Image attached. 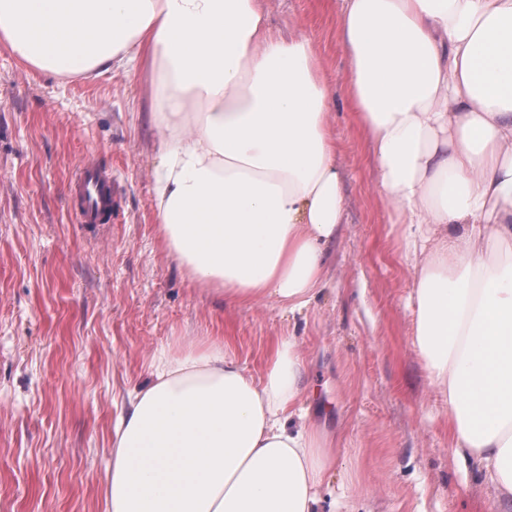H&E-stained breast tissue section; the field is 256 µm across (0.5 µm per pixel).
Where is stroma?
I'll list each match as a JSON object with an SVG mask.
<instances>
[{
  "mask_svg": "<svg viewBox=\"0 0 512 512\" xmlns=\"http://www.w3.org/2000/svg\"><path fill=\"white\" fill-rule=\"evenodd\" d=\"M310 36L336 87L344 222L300 314L228 306L167 251L154 204L151 80L67 77L0 43V512H105L112 419L154 354L213 342L263 376L278 337L305 363L307 421L334 466L320 512H512L448 436V406L415 349L412 268L377 196L367 135L345 97L336 0H265ZM112 175V221L80 224L77 165Z\"/></svg>",
  "mask_w": 512,
  "mask_h": 512,
  "instance_id": "stroma-1",
  "label": "stroma"
}]
</instances>
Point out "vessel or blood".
<instances>
[{
    "mask_svg": "<svg viewBox=\"0 0 512 512\" xmlns=\"http://www.w3.org/2000/svg\"><path fill=\"white\" fill-rule=\"evenodd\" d=\"M70 195L80 223L103 224L112 215V177L102 168L79 164L70 182Z\"/></svg>",
    "mask_w": 512,
    "mask_h": 512,
    "instance_id": "1",
    "label": "vessel or blood"
}]
</instances>
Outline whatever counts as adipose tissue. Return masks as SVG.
<instances>
[{
    "mask_svg": "<svg viewBox=\"0 0 512 512\" xmlns=\"http://www.w3.org/2000/svg\"><path fill=\"white\" fill-rule=\"evenodd\" d=\"M347 99L414 272V345L455 447L512 504V0H338ZM0 41L57 74L150 70L162 240L226 303L302 312L344 221L336 89L264 0H0ZM279 337L166 350L112 427L107 512H317L334 456Z\"/></svg>",
    "mask_w": 512,
    "mask_h": 512,
    "instance_id": "1",
    "label": "adipose tissue"
}]
</instances>
